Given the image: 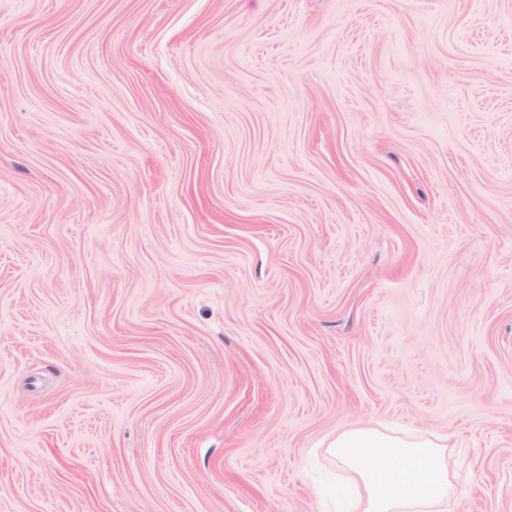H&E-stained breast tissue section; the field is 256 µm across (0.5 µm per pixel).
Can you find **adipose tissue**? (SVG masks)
I'll return each instance as SVG.
<instances>
[{
    "mask_svg": "<svg viewBox=\"0 0 512 512\" xmlns=\"http://www.w3.org/2000/svg\"><path fill=\"white\" fill-rule=\"evenodd\" d=\"M442 436H400L375 428L337 432L328 451L362 487L354 512H447L461 472H449Z\"/></svg>",
    "mask_w": 512,
    "mask_h": 512,
    "instance_id": "ef3b65f1",
    "label": "adipose tissue"
}]
</instances>
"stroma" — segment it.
<instances>
[{
  "label": "stroma",
  "instance_id": "stroma-1",
  "mask_svg": "<svg viewBox=\"0 0 512 512\" xmlns=\"http://www.w3.org/2000/svg\"><path fill=\"white\" fill-rule=\"evenodd\" d=\"M360 427L512 512V0H0V512H336Z\"/></svg>",
  "mask_w": 512,
  "mask_h": 512
}]
</instances>
